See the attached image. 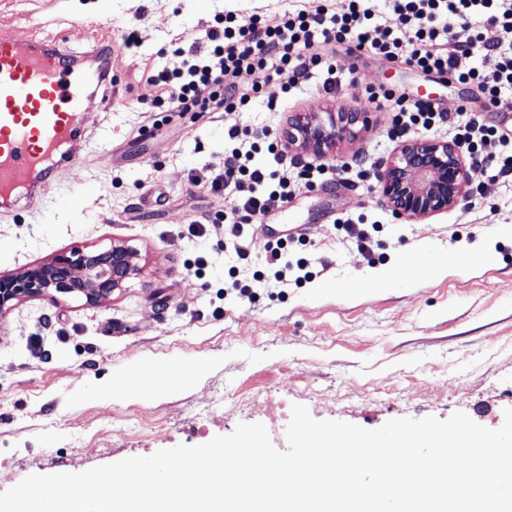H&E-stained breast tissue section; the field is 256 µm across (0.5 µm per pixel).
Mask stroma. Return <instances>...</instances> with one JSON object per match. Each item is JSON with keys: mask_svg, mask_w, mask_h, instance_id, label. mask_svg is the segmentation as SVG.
Wrapping results in <instances>:
<instances>
[{"mask_svg": "<svg viewBox=\"0 0 512 512\" xmlns=\"http://www.w3.org/2000/svg\"><path fill=\"white\" fill-rule=\"evenodd\" d=\"M302 0H0V36L60 41L83 52L112 47V109L88 97L94 140L73 142L81 182L64 174L44 203L0 210V274L71 251L122 241L141 268L124 288L88 305L69 294L29 297L0 314V491L31 474L81 472L180 444L196 446L260 422L288 448L293 404L318 420L367 429L397 418L458 412L495 429L512 408V175L473 165L469 198L421 220L394 215L375 174L419 129L394 131L392 113L368 111L369 92L467 112L512 138V91L488 105L477 84L450 82L403 60L317 43L339 81L322 76L282 95L276 111L252 98L235 112L157 113L153 75L173 69L176 48L207 56L215 16L267 26ZM137 44L127 47V31ZM305 112H361L354 138L323 155L288 147ZM267 133L290 169L345 165L347 176L298 185L287 202L246 231V253L224 248L225 209L203 173L224 161L225 133ZM112 154L98 162L99 149ZM378 224L359 250L336 220ZM205 222L193 235L191 221ZM311 276L276 287L270 241ZM459 262H449V254ZM423 260L405 278V260ZM394 271L390 285L370 279ZM194 372L182 388L138 396L123 376L146 364Z\"/></svg>", "mask_w": 512, "mask_h": 512, "instance_id": "obj_1", "label": "stroma"}]
</instances>
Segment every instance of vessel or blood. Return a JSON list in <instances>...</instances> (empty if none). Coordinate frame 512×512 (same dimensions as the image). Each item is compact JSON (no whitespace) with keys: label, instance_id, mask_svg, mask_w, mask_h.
<instances>
[{"label":"vessel or blood","instance_id":"b4317fda","mask_svg":"<svg viewBox=\"0 0 512 512\" xmlns=\"http://www.w3.org/2000/svg\"><path fill=\"white\" fill-rule=\"evenodd\" d=\"M112 50L76 53L57 42L0 38V206L40 201L52 176L75 174L82 161L66 146L90 138L87 97H112Z\"/></svg>","mask_w":512,"mask_h":512}]
</instances>
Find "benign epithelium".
<instances>
[{"mask_svg": "<svg viewBox=\"0 0 512 512\" xmlns=\"http://www.w3.org/2000/svg\"><path fill=\"white\" fill-rule=\"evenodd\" d=\"M358 112H310L296 124L288 144L323 152L352 133ZM378 190L394 214L421 219L459 205L468 195L470 167L457 144L415 138L403 142L377 177ZM139 272L136 252L121 243L108 249L59 254L11 275H0V314L25 297L75 294L88 304L110 297Z\"/></svg>", "mask_w": 512, "mask_h": 512, "instance_id": "benign-epithelium-1", "label": "benign epithelium"}]
</instances>
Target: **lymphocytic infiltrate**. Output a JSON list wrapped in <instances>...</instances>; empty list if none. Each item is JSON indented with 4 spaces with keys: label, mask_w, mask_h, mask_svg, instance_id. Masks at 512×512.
Segmentation results:
<instances>
[{
    "label": "lymphocytic infiltrate",
    "mask_w": 512,
    "mask_h": 512,
    "mask_svg": "<svg viewBox=\"0 0 512 512\" xmlns=\"http://www.w3.org/2000/svg\"><path fill=\"white\" fill-rule=\"evenodd\" d=\"M308 8L289 14L281 26L269 28L258 17L235 26L216 25L206 35L213 44L209 57L184 55L180 67L160 72L156 83L167 88L157 98L162 112H233L246 106L252 94L267 92L269 109H276L280 94L275 78L290 69L291 83L307 81L318 67H325L326 87L336 83V63L313 54L320 40L350 41L356 49L388 57L406 56L426 71L448 73L461 83H478L488 101L502 89H512V0H391L390 18L378 23L367 0H350L347 12L327 15L322 0H309ZM465 21L471 31L465 43L454 42L451 24ZM477 50L496 53L492 70L472 66ZM253 75L250 91L237 92L234 80L241 73ZM454 142L481 162L494 164L501 175L512 174V140L481 124L474 115L450 121ZM229 146L222 165L208 174L212 188L231 197L229 210L219 213L224 240L243 253V227L260 223L268 210L286 202L291 185H314L326 171L324 165H304L301 170H268L255 165L261 145L249 140L245 130L230 126Z\"/></svg>",
    "instance_id": "obj_1"
}]
</instances>
